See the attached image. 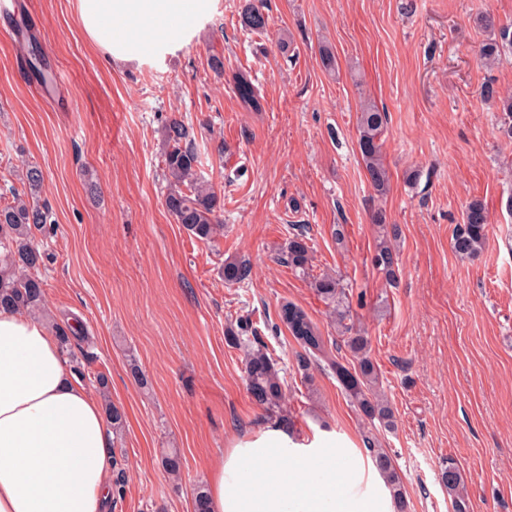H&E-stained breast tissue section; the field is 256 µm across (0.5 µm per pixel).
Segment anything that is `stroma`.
<instances>
[{"label":"stroma","mask_w":512,"mask_h":512,"mask_svg":"<svg viewBox=\"0 0 512 512\" xmlns=\"http://www.w3.org/2000/svg\"><path fill=\"white\" fill-rule=\"evenodd\" d=\"M246 3L211 0L190 29L134 62H108L91 44L77 0H19L15 15H0V189L24 190L27 167L41 170L54 219L38 237L49 314L78 323L83 384L106 387L125 411L114 437L123 467L111 472L123 493L108 512H193L197 486L232 442L270 423L246 389L242 352L224 340L240 316L282 368L297 434L327 428L340 452L375 436L402 478L406 512H452L440 482L450 459L470 512H512V139L499 101L512 94V48L494 66L479 61L497 26L512 24V0H267L260 34L241 26ZM483 12L495 29L477 23ZM213 53L223 75L208 65ZM240 70L263 111L242 108ZM488 85L496 97H484ZM52 96L70 99L69 111ZM366 99L388 115L382 197L356 145ZM173 117L190 127L224 201V236L212 245L165 206ZM474 199L492 224L471 261L452 237ZM378 212L401 229L393 286L372 264ZM294 224L310 228L315 272L352 288L393 429L370 427L329 372L315 370L310 388L295 372L300 347L277 325L280 304L302 307L325 335L335 329L308 282L272 260ZM240 257L250 278L227 284L224 261ZM167 448L181 454V483L163 467Z\"/></svg>","instance_id":"obj_1"}]
</instances>
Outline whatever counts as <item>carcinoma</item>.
Returning a JSON list of instances; mask_svg holds the SVG:
<instances>
[{
    "label": "carcinoma",
    "instance_id": "1",
    "mask_svg": "<svg viewBox=\"0 0 512 512\" xmlns=\"http://www.w3.org/2000/svg\"><path fill=\"white\" fill-rule=\"evenodd\" d=\"M267 0H250L241 15V25L253 33L266 30ZM512 47V25L498 29V39L483 45L480 61L488 65L498 59L500 48ZM233 81L243 106L253 112L262 110L261 103L250 76L243 72L234 74ZM387 125V113L377 105L365 101L358 117L357 146L367 172L368 180L380 196L390 189V174L383 157V134ZM166 151L164 153V177L168 184L166 207L194 238L214 243L224 235L223 203L209 181L202 176L201 156L192 144L190 131L185 123L170 119L164 127ZM10 201L0 202V308H11L36 317L47 316L44 281L39 271L45 265L47 254L36 242V234L45 231L51 223V211L45 204H38L11 188ZM381 235L377 241L373 266L386 279L396 275L397 241L400 236L397 225H387L382 216ZM489 215L485 206L473 200L465 207L462 223L456 225L452 248L464 259L477 258L488 236ZM309 227L306 224L291 226L287 242L280 248L274 260L306 281L317 296L330 307L332 322L336 325L340 340L323 335L317 323L300 306L288 302L278 311L279 321L288 329L301 347L296 355L302 380L312 384V367L330 372L340 384L355 410L368 421L386 429L394 425L391 404L380 387L378 370L370 356L371 342L364 331L355 326L350 306L348 286L339 277L326 273L313 274ZM251 273L250 265L241 259L224 260V281L244 284ZM61 352L72 351V330L68 323L52 324ZM227 344L243 352L245 383L255 403L264 411L275 414L283 411L288 396L280 376L278 360L267 344L252 327L247 318H238L224 330ZM347 347L352 360L346 362L337 354ZM370 459L382 475L399 512H406L407 502L402 479L392 463L391 456L376 441L368 439ZM182 457L173 448L164 454L163 466L174 478H179ZM441 482L448 489L452 512H469L470 499L462 482L461 474L453 460H448L441 472Z\"/></svg>",
    "mask_w": 512,
    "mask_h": 512
}]
</instances>
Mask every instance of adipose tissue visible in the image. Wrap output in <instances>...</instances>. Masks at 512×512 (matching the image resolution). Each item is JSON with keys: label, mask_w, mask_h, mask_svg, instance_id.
<instances>
[{"label": "adipose tissue", "mask_w": 512, "mask_h": 512, "mask_svg": "<svg viewBox=\"0 0 512 512\" xmlns=\"http://www.w3.org/2000/svg\"><path fill=\"white\" fill-rule=\"evenodd\" d=\"M206 0H78L80 22L109 58L138 59ZM112 432L41 321L0 309V512H107ZM333 433L298 437L269 424L237 439L209 473V512H394L344 489L379 474L333 455Z\"/></svg>", "instance_id": "adipose-tissue-1"}]
</instances>
